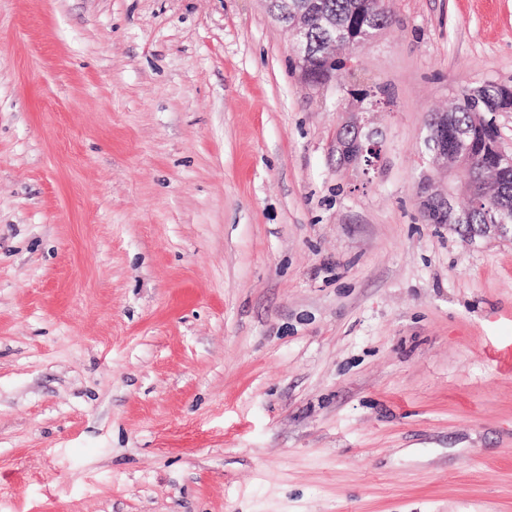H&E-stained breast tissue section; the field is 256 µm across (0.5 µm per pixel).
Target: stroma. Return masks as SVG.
<instances>
[{"instance_id": "35a3bbf8", "label": "stroma", "mask_w": 512, "mask_h": 512, "mask_svg": "<svg viewBox=\"0 0 512 512\" xmlns=\"http://www.w3.org/2000/svg\"><path fill=\"white\" fill-rule=\"evenodd\" d=\"M389 5L314 87L264 0H0V512H512V240L416 197L512 0ZM392 23L391 14L386 11L384 8L379 11H375L369 19H367V23L364 26L369 33H372L376 30H382ZM377 32L369 34L367 36H361L357 34L355 31H351L348 33L346 39L340 43V45L346 48L351 52L365 46L368 44L375 36ZM348 121L336 130L334 148L339 160L343 164L359 163L362 159L372 163L378 155V144L373 141V133L363 131L364 124L357 114L362 112H350Z\"/></svg>"}]
</instances>
